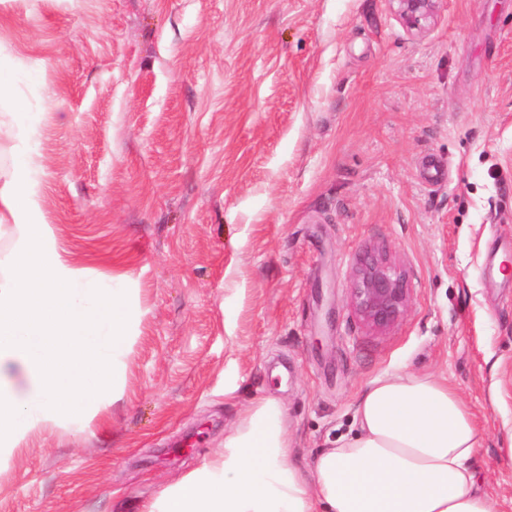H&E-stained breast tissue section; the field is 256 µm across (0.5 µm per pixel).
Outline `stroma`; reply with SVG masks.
Here are the masks:
<instances>
[{
    "label": "stroma",
    "instance_id": "obj_1",
    "mask_svg": "<svg viewBox=\"0 0 512 512\" xmlns=\"http://www.w3.org/2000/svg\"><path fill=\"white\" fill-rule=\"evenodd\" d=\"M0 68L42 223L142 310L117 401L0 451V512H138L264 397L306 463L401 373L456 390L512 512V0L421 33L389 0H0ZM377 247L410 286L383 332L350 296Z\"/></svg>",
    "mask_w": 512,
    "mask_h": 512
}]
</instances>
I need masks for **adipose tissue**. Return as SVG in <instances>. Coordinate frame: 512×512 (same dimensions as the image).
Masks as SVG:
<instances>
[{
  "mask_svg": "<svg viewBox=\"0 0 512 512\" xmlns=\"http://www.w3.org/2000/svg\"><path fill=\"white\" fill-rule=\"evenodd\" d=\"M13 170L0 210L14 241L0 262V449L58 426L79 428L125 382L139 316L128 275L93 278L45 231L24 188L33 113H13ZM478 432L446 381L415 374L369 383L354 428L307 466L291 456L286 413L253 402L224 433L223 453L168 486L142 512H497L471 459Z\"/></svg>",
  "mask_w": 512,
  "mask_h": 512,
  "instance_id": "adipose-tissue-1",
  "label": "adipose tissue"
}]
</instances>
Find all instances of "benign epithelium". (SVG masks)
<instances>
[{
	"mask_svg": "<svg viewBox=\"0 0 512 512\" xmlns=\"http://www.w3.org/2000/svg\"><path fill=\"white\" fill-rule=\"evenodd\" d=\"M393 9L410 31H422L434 20L440 0H390ZM409 288L405 275L382 252L360 259L353 275L351 304L367 326L383 331L403 316Z\"/></svg>",
	"mask_w": 512,
	"mask_h": 512,
	"instance_id": "7a95c632",
	"label": "benign epithelium"
}]
</instances>
